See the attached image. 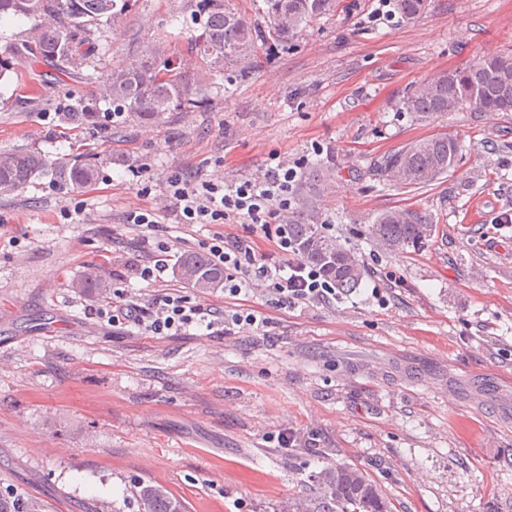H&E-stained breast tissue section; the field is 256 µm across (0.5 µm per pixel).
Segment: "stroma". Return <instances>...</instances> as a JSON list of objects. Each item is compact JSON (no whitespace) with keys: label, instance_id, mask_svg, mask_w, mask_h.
Instances as JSON below:
<instances>
[{"label":"stroma","instance_id":"stroma-1","mask_svg":"<svg viewBox=\"0 0 512 512\" xmlns=\"http://www.w3.org/2000/svg\"><path fill=\"white\" fill-rule=\"evenodd\" d=\"M392 0H341L287 47L268 46L245 76L212 72L198 112L140 126L102 97L112 67L158 46L186 53L199 0H134L97 33L95 64L62 75L27 58L31 20L0 19V151L56 159L89 145L91 185L49 178L0 196V487L45 512H134L133 487L155 480L187 512H271L324 463L364 470L391 512H512V112L404 111L407 92L448 68L512 48V0H434L417 18ZM96 105L72 130L61 113ZM437 134L458 138L457 166L397 188L374 173L384 154ZM295 168L293 203L359 260L360 286L329 306L278 310L236 334L152 336L105 317L111 298L75 291L89 265L113 288L231 311L176 275L187 252L242 223H177L161 212L141 244L127 213L156 205L171 176L227 184ZM325 181L305 197L312 170ZM433 226L423 247L388 251L365 233L386 210ZM251 235V234H250ZM164 259L145 282L131 263ZM298 437L280 445L282 433Z\"/></svg>","mask_w":512,"mask_h":512}]
</instances>
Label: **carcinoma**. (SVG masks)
<instances>
[{
    "label": "carcinoma",
    "instance_id": "carcinoma-1",
    "mask_svg": "<svg viewBox=\"0 0 512 512\" xmlns=\"http://www.w3.org/2000/svg\"><path fill=\"white\" fill-rule=\"evenodd\" d=\"M431 0H395L403 20H412ZM339 0H266L268 22L260 28L243 15L224 8V0H201L205 19L201 33L191 40L189 52L216 72L244 75L262 48L288 46L314 19L338 9ZM130 0H0V18L25 17L35 21L26 33L25 48L34 61L64 72L94 56V30L127 14ZM112 68L104 83L103 98L114 111L140 124H153L169 112H190L202 106L208 90L182 63L167 56ZM403 109L428 116L447 112H512V50H499L465 67L445 69L406 95ZM98 112L79 106L60 114L69 126L95 122ZM461 151L448 135L418 140L382 156L376 175L404 188L427 185L455 167ZM96 165L85 155L51 161L40 150L0 152V195L22 192L34 178L48 177L60 186H81L94 180ZM432 231L426 214L413 209L381 213L368 226L369 237L388 250H404L423 243ZM288 233L302 258L319 267L341 294L356 289L361 267L350 252L326 236L317 212L301 206L288 217ZM177 274L196 291L224 287V269L201 253L183 257ZM82 293L106 295L111 283L92 266L73 281ZM305 492L279 501L273 512H390L382 491L368 475L345 463L325 465L312 472ZM137 512H186L184 504L164 485L141 480L134 486ZM45 505L11 489L0 490V512H43Z\"/></svg>",
    "mask_w": 512,
    "mask_h": 512
}]
</instances>
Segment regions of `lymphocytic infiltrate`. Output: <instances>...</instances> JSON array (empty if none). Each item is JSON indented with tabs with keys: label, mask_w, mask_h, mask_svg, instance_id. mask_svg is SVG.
<instances>
[{
	"label": "lymphocytic infiltrate",
	"mask_w": 512,
	"mask_h": 512,
	"mask_svg": "<svg viewBox=\"0 0 512 512\" xmlns=\"http://www.w3.org/2000/svg\"><path fill=\"white\" fill-rule=\"evenodd\" d=\"M294 169L284 164L269 167L263 180L250 179L227 186L206 180L191 183L175 177L167 198L184 224H223L242 220L251 230L271 238L275 249L258 252L252 241L234 235H215L207 245L211 260L224 268V296L234 300L263 287L269 304L279 309L302 305H328L336 301L335 288L317 267L305 262L294 249L280 224L288 213V193ZM113 325H135L155 336H177L186 331L222 327L224 333L263 327L257 310L241 306L232 314L216 318L211 309L187 305L174 292H161L149 299L118 293L108 316Z\"/></svg>",
	"instance_id": "lymphocytic-infiltrate-1"
}]
</instances>
